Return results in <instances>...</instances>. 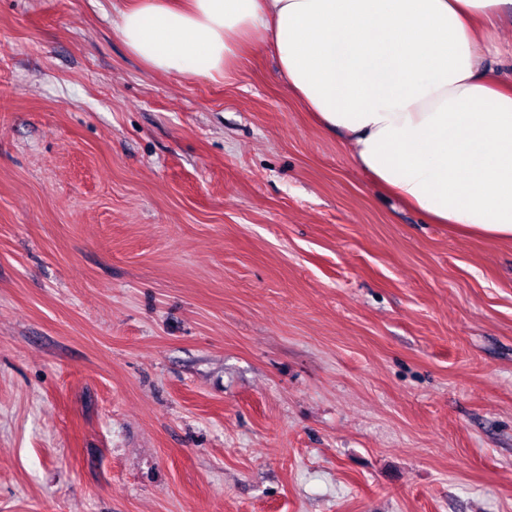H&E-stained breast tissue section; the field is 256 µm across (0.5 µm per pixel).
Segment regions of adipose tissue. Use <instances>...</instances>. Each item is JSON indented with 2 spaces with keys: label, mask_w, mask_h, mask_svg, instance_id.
Listing matches in <instances>:
<instances>
[{
  "label": "adipose tissue",
  "mask_w": 512,
  "mask_h": 512,
  "mask_svg": "<svg viewBox=\"0 0 512 512\" xmlns=\"http://www.w3.org/2000/svg\"><path fill=\"white\" fill-rule=\"evenodd\" d=\"M512 0H126L148 68L231 77L271 50L355 163L434 224L512 239V78L494 54Z\"/></svg>",
  "instance_id": "1"
}]
</instances>
